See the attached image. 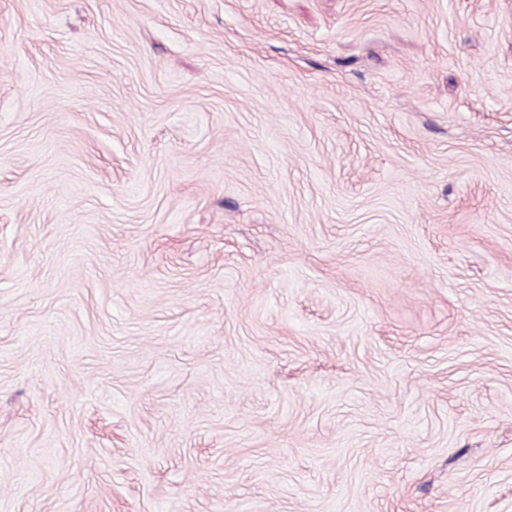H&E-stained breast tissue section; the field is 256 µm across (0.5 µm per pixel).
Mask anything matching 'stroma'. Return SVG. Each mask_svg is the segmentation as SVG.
<instances>
[{
  "label": "stroma",
  "instance_id": "35a3bbf8",
  "mask_svg": "<svg viewBox=\"0 0 512 512\" xmlns=\"http://www.w3.org/2000/svg\"><path fill=\"white\" fill-rule=\"evenodd\" d=\"M0 512H512V0H0Z\"/></svg>",
  "mask_w": 512,
  "mask_h": 512
}]
</instances>
